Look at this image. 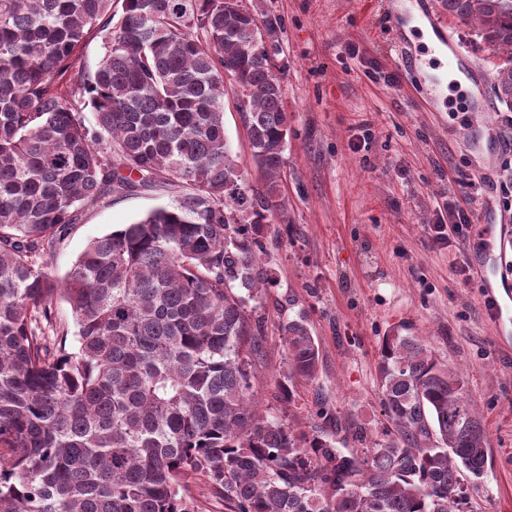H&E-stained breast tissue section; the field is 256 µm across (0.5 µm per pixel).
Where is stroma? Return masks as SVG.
Here are the masks:
<instances>
[{
  "label": "stroma",
  "mask_w": 512,
  "mask_h": 512,
  "mask_svg": "<svg viewBox=\"0 0 512 512\" xmlns=\"http://www.w3.org/2000/svg\"><path fill=\"white\" fill-rule=\"evenodd\" d=\"M277 28L290 132L281 192L287 209L266 239L276 270L272 293L305 311L321 351L318 377L297 385L285 411L309 431L317 399L381 439L387 420L377 380L382 336L402 322L463 371L489 441L484 478L469 486L473 512H512V348L488 315L479 269L460 275L464 251L435 242L434 224L467 207L512 217V108L497 95L500 55L476 24L463 25L441 0H245ZM435 15L472 64L469 86L440 91L427 48L405 28ZM485 110L475 113L473 99ZM224 126L251 185L260 173L233 97ZM473 182L463 198V182ZM176 193H121L86 209L47 262L55 279L87 241L174 204ZM257 384L273 406L285 368L277 317Z\"/></svg>",
  "instance_id": "obj_1"
}]
</instances>
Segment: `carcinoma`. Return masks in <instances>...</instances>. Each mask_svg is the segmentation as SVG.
<instances>
[{
  "label": "carcinoma",
  "instance_id": "obj_1",
  "mask_svg": "<svg viewBox=\"0 0 512 512\" xmlns=\"http://www.w3.org/2000/svg\"><path fill=\"white\" fill-rule=\"evenodd\" d=\"M448 13L508 48L497 95L512 107V0ZM260 24L274 29L243 0H0V512H199L195 480L228 512H469L459 485L487 473L486 431L466 375L409 323L379 349L384 439L324 410L307 433L259 409L289 131ZM230 88L260 188L224 131ZM167 187L176 204L90 239L62 282L46 271L86 208ZM279 331L286 404L320 347L302 312Z\"/></svg>",
  "mask_w": 512,
  "mask_h": 512
}]
</instances>
